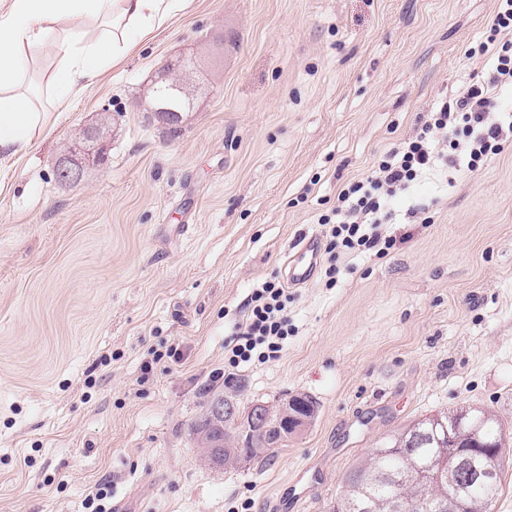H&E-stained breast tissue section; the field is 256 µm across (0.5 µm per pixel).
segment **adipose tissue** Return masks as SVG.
Wrapping results in <instances>:
<instances>
[{
  "label": "adipose tissue",
  "instance_id": "ef3b65f1",
  "mask_svg": "<svg viewBox=\"0 0 512 512\" xmlns=\"http://www.w3.org/2000/svg\"><path fill=\"white\" fill-rule=\"evenodd\" d=\"M189 0H0V154H24L51 115L25 90L46 53L61 107L95 83L108 63L187 8Z\"/></svg>",
  "mask_w": 512,
  "mask_h": 512
}]
</instances>
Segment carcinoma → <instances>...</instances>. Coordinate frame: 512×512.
Listing matches in <instances>:
<instances>
[{"mask_svg":"<svg viewBox=\"0 0 512 512\" xmlns=\"http://www.w3.org/2000/svg\"><path fill=\"white\" fill-rule=\"evenodd\" d=\"M190 97V90L175 79L161 80L152 87L154 103L175 110L173 125L189 111ZM239 392L235 387L213 395L212 400L223 397L235 407V413L220 426H213L207 414L192 426L196 437L205 434L223 446L226 465L241 455L255 462L271 451L261 438L242 437ZM291 400L294 415L314 416L317 403L312 397L301 394ZM504 441L505 424L489 410L462 409L415 419L389 434L347 471L333 512H358L364 505L368 512H448L436 505L448 502L450 485L466 494L465 512H492L504 474ZM480 442L496 457L495 475L488 481L480 478L478 461L471 459Z\"/></svg>","mask_w":512,"mask_h":512,"instance_id":"carcinoma-1","label":"carcinoma"}]
</instances>
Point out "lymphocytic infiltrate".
I'll return each mask as SVG.
<instances>
[{"label": "lymphocytic infiltrate", "instance_id": "lymphocytic-infiltrate-1", "mask_svg": "<svg viewBox=\"0 0 512 512\" xmlns=\"http://www.w3.org/2000/svg\"><path fill=\"white\" fill-rule=\"evenodd\" d=\"M492 30L478 50L491 65L488 80L473 83L429 113L414 138L385 152L366 179L345 184L332 213L319 217L331 257L369 251L387 255L395 241L375 229L381 212L440 157L442 147L457 152L455 167L471 172L512 147V122L496 117L497 89L512 87V37L498 38L504 31L512 34V0H499ZM288 301L281 284L266 281L254 288L242 323L224 342L225 363L235 368L277 360L292 331Z\"/></svg>", "mask_w": 512, "mask_h": 512}]
</instances>
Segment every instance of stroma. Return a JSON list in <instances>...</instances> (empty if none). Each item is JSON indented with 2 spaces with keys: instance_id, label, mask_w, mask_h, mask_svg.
Here are the masks:
<instances>
[{
  "instance_id": "obj_1",
  "label": "stroma",
  "mask_w": 512,
  "mask_h": 512,
  "mask_svg": "<svg viewBox=\"0 0 512 512\" xmlns=\"http://www.w3.org/2000/svg\"><path fill=\"white\" fill-rule=\"evenodd\" d=\"M498 0H190L68 105L24 155H0V512H271L299 469L304 512H332L350 467L446 410L512 421V150L438 168L394 203L385 257L290 289L279 359L240 366L243 402L307 393L317 418L240 469L190 427L224 390V340L251 289L286 283L339 187L411 137L482 70ZM174 66L178 126L149 90ZM104 133L75 182L76 132ZM178 348L181 360L166 358ZM164 358L144 372L152 351ZM99 136H88V138L79 140L70 148L69 154L62 157L56 167V175L60 176L64 181L78 180L83 171V163L86 161H94L98 154L99 148H96L94 142H97ZM92 143V144H90Z\"/></svg>"
}]
</instances>
